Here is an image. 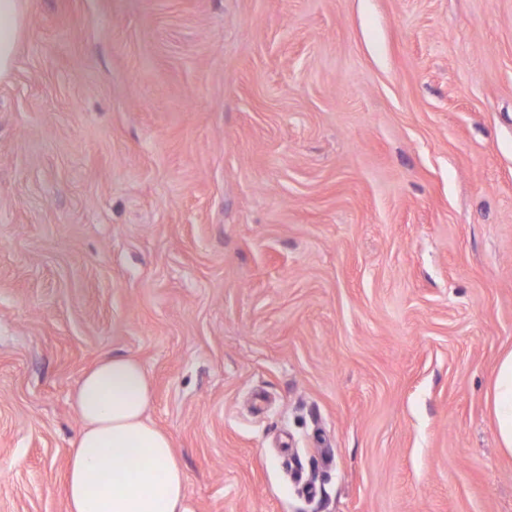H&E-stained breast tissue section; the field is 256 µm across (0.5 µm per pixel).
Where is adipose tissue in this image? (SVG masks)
<instances>
[{
    "label": "adipose tissue",
    "instance_id": "obj_1",
    "mask_svg": "<svg viewBox=\"0 0 512 512\" xmlns=\"http://www.w3.org/2000/svg\"><path fill=\"white\" fill-rule=\"evenodd\" d=\"M27 29V0H0V81L14 70ZM151 380L136 360L103 357L83 373L72 403L81 422L71 442L67 512H187V477L170 436L147 417ZM490 404L500 445L512 456V350L500 358Z\"/></svg>",
    "mask_w": 512,
    "mask_h": 512
}]
</instances>
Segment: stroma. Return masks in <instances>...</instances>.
<instances>
[{
    "instance_id": "35a3bbf8",
    "label": "stroma",
    "mask_w": 512,
    "mask_h": 512,
    "mask_svg": "<svg viewBox=\"0 0 512 512\" xmlns=\"http://www.w3.org/2000/svg\"><path fill=\"white\" fill-rule=\"evenodd\" d=\"M0 83V512L152 379L189 512H512V0H28ZM489 399L501 448L512 456V349L499 360Z\"/></svg>"
}]
</instances>
